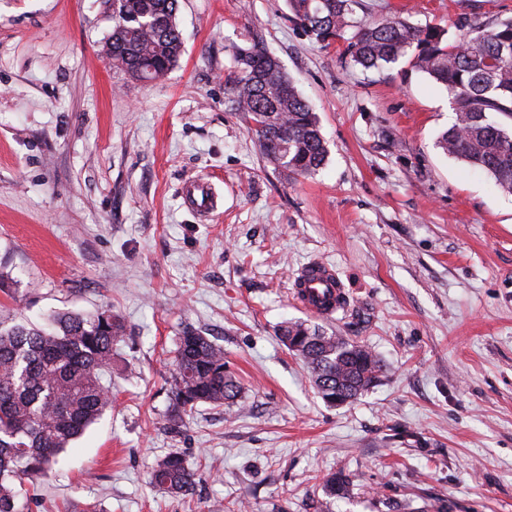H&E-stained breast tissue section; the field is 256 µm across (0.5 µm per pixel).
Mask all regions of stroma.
<instances>
[{
    "label": "stroma",
    "instance_id": "1",
    "mask_svg": "<svg viewBox=\"0 0 512 512\" xmlns=\"http://www.w3.org/2000/svg\"><path fill=\"white\" fill-rule=\"evenodd\" d=\"M443 28L512 0H357L359 19ZM287 0H179L178 64L139 81L106 54L107 0H0V325L110 311L112 407L27 479L26 512H512V195L436 145L447 89L407 60L350 67ZM259 45L317 112L325 166L260 154L226 81ZM214 189L201 218L187 179ZM325 262L347 293L314 316L291 289ZM302 322L368 347L380 382L326 403L279 341ZM200 330L243 386L168 430L175 340ZM181 452L200 481L148 483ZM350 473L341 498L324 479ZM197 473L182 454L170 451L155 459L149 473L150 484L174 497L189 495L196 484Z\"/></svg>",
    "mask_w": 512,
    "mask_h": 512
}]
</instances>
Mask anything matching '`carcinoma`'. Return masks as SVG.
Returning a JSON list of instances; mask_svg holds the SVG:
<instances>
[{
	"label": "carcinoma",
	"instance_id": "cac0c4a2",
	"mask_svg": "<svg viewBox=\"0 0 512 512\" xmlns=\"http://www.w3.org/2000/svg\"><path fill=\"white\" fill-rule=\"evenodd\" d=\"M112 58L131 78L165 76L183 51L178 0H109ZM355 0H291L290 20L326 46L344 43L352 66L378 68L409 58L410 66L444 86L455 122L437 140L442 152L493 179L512 194V17L474 23L456 40L437 26L401 18L356 21ZM237 75L230 87L264 158L289 174H316L327 159L319 119L284 74L280 62L255 45L235 50ZM283 343L299 340L295 354L310 369L328 403H344L372 388L382 373L361 345L310 330L280 329ZM123 327L112 315L57 314L49 327L0 326V512H25L21 481L44 472L57 455L112 406L100 375L112 369V348ZM171 404L159 424L173 425L200 403L232 407L242 393L226 370L224 347L186 328L175 342ZM197 473L182 454L155 459L150 484L174 497L189 495ZM350 475L325 480L333 496L345 494Z\"/></svg>",
	"mask_w": 512,
	"mask_h": 512
}]
</instances>
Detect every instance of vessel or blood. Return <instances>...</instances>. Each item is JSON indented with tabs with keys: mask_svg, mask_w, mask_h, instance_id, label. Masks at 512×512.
Returning <instances> with one entry per match:
<instances>
[{
	"mask_svg": "<svg viewBox=\"0 0 512 512\" xmlns=\"http://www.w3.org/2000/svg\"><path fill=\"white\" fill-rule=\"evenodd\" d=\"M182 194L185 205L207 216L216 202L207 182L195 179L185 184ZM294 296L309 314L329 316L342 309L346 293L336 272L326 263L315 262L302 268L294 281Z\"/></svg>",
	"mask_w": 512,
	"mask_h": 512,
	"instance_id": "b4317fda",
	"label": "vessel or blood"
}]
</instances>
